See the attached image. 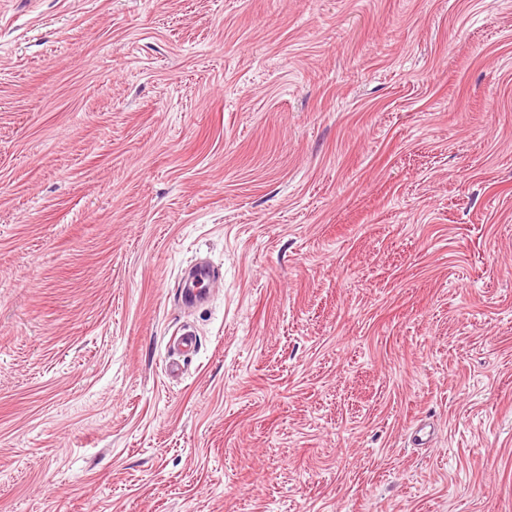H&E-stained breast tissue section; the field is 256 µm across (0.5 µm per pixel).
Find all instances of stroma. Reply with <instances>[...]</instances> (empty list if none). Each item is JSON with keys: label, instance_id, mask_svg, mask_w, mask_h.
<instances>
[{"label": "stroma", "instance_id": "obj_1", "mask_svg": "<svg viewBox=\"0 0 512 512\" xmlns=\"http://www.w3.org/2000/svg\"><path fill=\"white\" fill-rule=\"evenodd\" d=\"M0 512H512V0H0ZM211 279V269L203 263L197 264V267H194L190 272L189 282L186 288L187 296L189 298H196L201 294L205 287V281L208 287L207 290H209Z\"/></svg>", "mask_w": 512, "mask_h": 512}]
</instances>
